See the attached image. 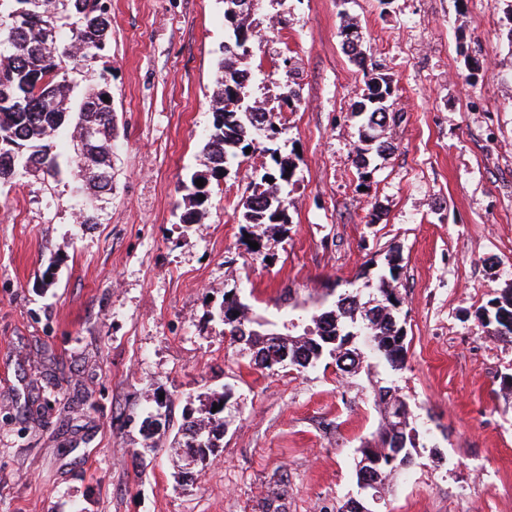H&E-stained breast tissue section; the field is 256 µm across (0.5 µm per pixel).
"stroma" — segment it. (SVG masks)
<instances>
[{"label":"stroma","instance_id":"35a3bbf8","mask_svg":"<svg viewBox=\"0 0 512 512\" xmlns=\"http://www.w3.org/2000/svg\"><path fill=\"white\" fill-rule=\"evenodd\" d=\"M256 16L278 25L250 46L246 93L273 108L294 167L287 229L260 253L236 213L271 166L266 141L227 161L198 223L181 221V187L204 169L224 0H112L105 50L69 73L73 97L101 81L112 95L99 223H76L69 169L0 187V512H263L279 488L286 512H337L361 496L378 382L419 433L389 512H512V342L475 317L512 283V0H261ZM349 17L393 90L383 153L355 112L366 78L339 35ZM391 252L402 370L345 376L327 355L263 369L224 333L230 293L276 330L352 288L370 300ZM226 390L238 411L184 478V417Z\"/></svg>","mask_w":512,"mask_h":512}]
</instances>
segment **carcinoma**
<instances>
[{
	"label": "carcinoma",
	"mask_w": 512,
	"mask_h": 512,
	"mask_svg": "<svg viewBox=\"0 0 512 512\" xmlns=\"http://www.w3.org/2000/svg\"><path fill=\"white\" fill-rule=\"evenodd\" d=\"M252 15V4L241 0L239 13L231 18L233 33L222 49V75L212 98L213 121L203 147L206 171L182 186L190 204L183 214L185 224L195 223V210L204 204L198 195L208 196L196 180L223 174L228 157L253 145L257 123L264 125L269 142L281 134L273 113L246 101L243 75L247 69L239 64L249 55L259 27ZM110 35L111 0H0V185L31 172L58 174L60 146L67 140L72 146L67 163L80 174L88 168L93 171L77 188L83 197L76 212L81 224L98 223V196L112 192V101L103 99L110 92L99 83L74 99L67 74L95 59ZM340 37L367 79L360 111L368 113V129L382 128L389 114L385 99L391 96V87L377 64H367L357 23L345 20ZM90 128L93 134L84 136ZM271 158L275 168L253 185L242 203L239 223L282 230L288 223L283 185L290 183L294 172L286 170L288 161L276 153ZM377 292V304L371 308L360 302L357 291L340 294L336 309L312 315L314 327L307 326L299 334L252 329L255 320L249 309L226 296L224 326L232 340L249 345L254 363L263 368L278 365L276 354L286 350L288 364L305 369L317 360L313 355L317 341L322 351L336 355V366L342 372L355 374L372 360L397 371L406 354L404 332L397 320L400 298L384 275ZM376 403L381 423L372 439L358 448L355 476L360 489L384 497L393 478L411 464L417 431L409 419L393 417V409L404 412L406 408L392 388H379ZM189 429L213 435L216 443L212 447L217 448L224 419L211 413L189 417L181 430Z\"/></svg>",
	"instance_id": "cac0c4a2"
}]
</instances>
